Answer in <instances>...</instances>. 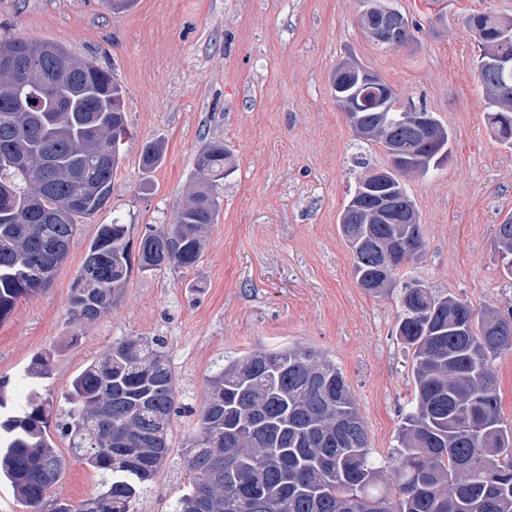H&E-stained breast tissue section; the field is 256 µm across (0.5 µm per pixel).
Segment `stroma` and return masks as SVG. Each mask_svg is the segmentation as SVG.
I'll return each instance as SVG.
<instances>
[{
    "instance_id": "stroma-1",
    "label": "stroma",
    "mask_w": 512,
    "mask_h": 512,
    "mask_svg": "<svg viewBox=\"0 0 512 512\" xmlns=\"http://www.w3.org/2000/svg\"><path fill=\"white\" fill-rule=\"evenodd\" d=\"M413 26L403 48L377 44L360 24L361 0H0V39L51 41L111 70L125 90L131 134L108 205L81 224L50 288L19 298L0 322V378L19 396L32 357L53 355L44 383L61 408L70 382L123 336H161L186 400L199 405L215 361L293 344L316 348L341 368L375 455L397 441L412 396L413 358L398 340L396 296L358 287L338 217L362 166L384 167L380 146L359 138L331 96L336 66L353 57L403 99L447 127L451 154L406 187L424 224L423 257L399 283L419 280L475 308L512 302L499 267L496 228L512 214V149L487 123L465 19L512 12V0H385ZM162 142L163 162L143 172L141 147ZM229 150L222 206L192 269L132 273L121 302L84 327L68 311L69 289L100 225L119 220L140 240L174 223L196 182L199 150ZM188 419L172 432L169 466L137 507L169 512L189 473L182 455ZM68 456L52 495L79 502L100 476Z\"/></svg>"
}]
</instances>
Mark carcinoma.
Masks as SVG:
<instances>
[{
    "label": "carcinoma",
    "mask_w": 512,
    "mask_h": 512,
    "mask_svg": "<svg viewBox=\"0 0 512 512\" xmlns=\"http://www.w3.org/2000/svg\"><path fill=\"white\" fill-rule=\"evenodd\" d=\"M38 41H0V322L19 297L48 288L66 259L78 225L105 208L127 136L124 90L112 73L80 60L61 45L43 68L59 112H42L33 81L7 73ZM485 54L478 78L491 108L487 119L512 148V101L486 81ZM336 66L331 96L337 105L358 94L354 77ZM383 101L390 134L366 138L391 153L404 105L388 83ZM437 135L414 145L388 167L367 168L339 216L353 273L366 293L382 297L400 269L424 252L409 254L397 224H359L352 207L387 196L418 211L403 177L438 169L448 158L450 134L419 108ZM163 147H142L145 171L158 167ZM224 143L206 144L197 156V184L176 222L150 229L133 252L128 226L102 224L87 247L70 288L76 319L92 325L117 302L133 269L193 268L208 225L220 209ZM37 195L65 219L27 223L25 202ZM501 253H512V216L497 225ZM396 335L413 351L412 400L401 413L397 448L380 461L350 385L336 363L302 345L254 349L217 365L206 379L205 399L184 403L166 341L122 336L71 382L66 398L73 457L99 473L101 490L73 504L48 496L66 459L48 431L50 405L36 390L51 376L52 355L35 356L22 380L27 393L12 398L0 379V482L29 512H137L138 501L164 470L175 420L192 418L183 444L188 483L178 487L171 512H512V422L501 413L495 362L512 354V303L476 310L422 282L401 288Z\"/></svg>",
    "instance_id": "obj_1"
}]
</instances>
